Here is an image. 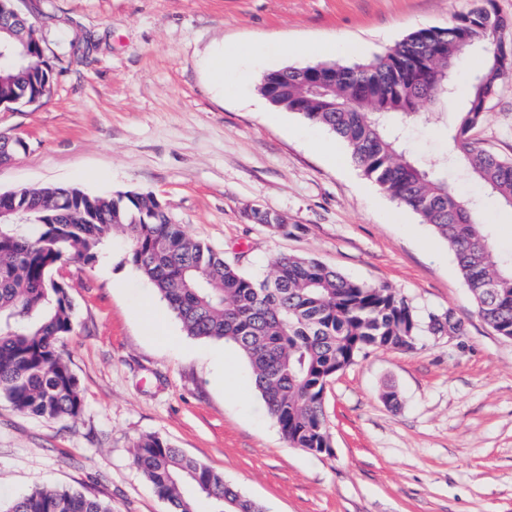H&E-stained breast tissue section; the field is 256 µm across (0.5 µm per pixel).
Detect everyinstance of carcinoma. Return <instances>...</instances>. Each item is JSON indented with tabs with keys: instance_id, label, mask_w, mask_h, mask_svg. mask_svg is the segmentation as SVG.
Returning <instances> with one entry per match:
<instances>
[{
	"instance_id": "1",
	"label": "carcinoma",
	"mask_w": 512,
	"mask_h": 512,
	"mask_svg": "<svg viewBox=\"0 0 512 512\" xmlns=\"http://www.w3.org/2000/svg\"><path fill=\"white\" fill-rule=\"evenodd\" d=\"M476 48L481 65L458 96L456 60ZM327 85L315 91L300 67L265 73L258 92L273 106L325 127L380 190L416 213L452 251L476 312L498 335L512 337V256L493 258L494 230L476 218L448 182L453 167L497 201L512 206V161L478 145L471 131L485 119L478 103L512 74V22L495 0L458 14L448 25L418 29L367 62L321 63ZM54 76L41 37L0 0V102L38 107ZM460 99L447 129L448 151L430 160L413 155L396 117L410 121L422 102ZM26 143L0 132V164ZM0 399L49 420L83 409L78 379L60 349L73 332L68 286L58 269L99 258L115 232L132 243L128 261L155 286L187 335L233 343L249 361L254 385L293 448L321 453L327 432L326 383L371 350H416L421 337L454 333L448 314L421 317L385 285L351 280L319 261L280 255L257 279L224 253L190 237L150 193L105 197L78 188L43 187L0 200ZM133 461L169 512H261L224 483L221 474L155 436L139 439ZM4 512H112V502L79 490L38 486Z\"/></svg>"
}]
</instances>
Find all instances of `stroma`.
I'll use <instances>...</instances> for the list:
<instances>
[{
    "label": "stroma",
    "instance_id": "1",
    "mask_svg": "<svg viewBox=\"0 0 512 512\" xmlns=\"http://www.w3.org/2000/svg\"><path fill=\"white\" fill-rule=\"evenodd\" d=\"M476 3L20 0L55 79L43 105L0 112V132L27 143L0 164V193L148 192L248 275L265 277L280 255L311 257L393 288L420 315L452 312L464 330L410 353L370 351L339 372L325 402L332 448L310 453L290 447L238 348L187 336L128 262L129 238L114 233L96 262L59 272L74 313L62 351L81 414L49 421L0 401V504L45 484L110 500L112 512H168L132 459L152 435L263 512H512V340L477 316L429 225L353 162L332 167L325 150L336 137L257 90L268 71L312 64L307 44H355L341 60L361 62ZM219 44L241 51L221 86L207 67ZM457 109L422 103L402 129L410 150L432 157L443 145L439 112ZM473 136L512 159V77ZM255 207L284 217L288 233L250 219ZM148 307L157 327L143 321Z\"/></svg>",
    "mask_w": 512,
    "mask_h": 512
}]
</instances>
